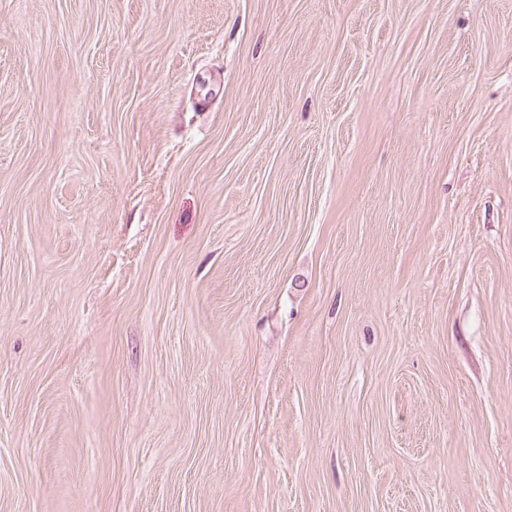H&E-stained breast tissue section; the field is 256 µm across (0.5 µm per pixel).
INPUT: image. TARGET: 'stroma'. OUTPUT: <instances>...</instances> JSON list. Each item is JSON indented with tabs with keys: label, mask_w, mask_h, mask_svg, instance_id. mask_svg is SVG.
<instances>
[{
	"label": "stroma",
	"mask_w": 512,
	"mask_h": 512,
	"mask_svg": "<svg viewBox=\"0 0 512 512\" xmlns=\"http://www.w3.org/2000/svg\"><path fill=\"white\" fill-rule=\"evenodd\" d=\"M0 512H512V0H0Z\"/></svg>",
	"instance_id": "stroma-1"
}]
</instances>
